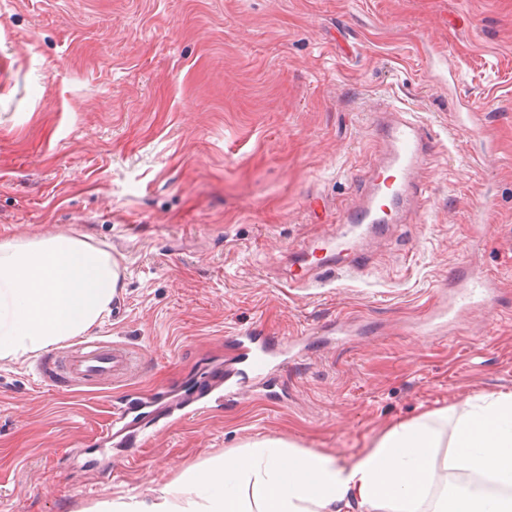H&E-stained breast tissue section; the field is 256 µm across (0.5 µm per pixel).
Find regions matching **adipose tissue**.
<instances>
[{
  "instance_id": "adipose-tissue-1",
  "label": "adipose tissue",
  "mask_w": 512,
  "mask_h": 512,
  "mask_svg": "<svg viewBox=\"0 0 512 512\" xmlns=\"http://www.w3.org/2000/svg\"><path fill=\"white\" fill-rule=\"evenodd\" d=\"M120 286L111 252L58 234L0 240V359L33 354L105 322ZM452 423L451 440L441 424ZM449 467L482 475L494 491L438 485V450ZM512 512V392L478 396L451 418L446 407L395 423L349 461L280 438L245 445L206 471L118 498L112 512Z\"/></svg>"
}]
</instances>
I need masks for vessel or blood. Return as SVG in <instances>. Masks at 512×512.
Listing matches in <instances>:
<instances>
[{"mask_svg":"<svg viewBox=\"0 0 512 512\" xmlns=\"http://www.w3.org/2000/svg\"><path fill=\"white\" fill-rule=\"evenodd\" d=\"M385 138V149L378 162L369 168L367 190L349 208L342 219L339 234L323 239L324 267L332 268L338 257H346L350 269H358L367 237L382 233L391 224H405L425 207L426 196L418 176L440 143L427 136L421 125L407 112L385 108L377 115ZM458 280L467 294H479L483 306H490V294L496 281L475 269L457 271ZM237 357L245 363L253 378L266 377L272 365L274 350L265 337L245 331L234 338ZM139 356L120 344L98 342L82 344L63 358L53 371L76 386L94 388L112 379L135 373Z\"/></svg>","mask_w":512,"mask_h":512,"instance_id":"obj_1","label":"vessel or blood"}]
</instances>
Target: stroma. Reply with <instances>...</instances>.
I'll use <instances>...</instances> for the list:
<instances>
[{
    "label": "stroma",
    "instance_id": "1",
    "mask_svg": "<svg viewBox=\"0 0 512 512\" xmlns=\"http://www.w3.org/2000/svg\"><path fill=\"white\" fill-rule=\"evenodd\" d=\"M0 59V240L110 250L123 286L87 338L141 359L73 392L37 373L71 343L0 360V512H102L262 437L348 460L512 392V0H0ZM380 107L442 144L427 210L360 270L284 287L360 195ZM465 264L496 279L492 310L412 334ZM244 330L302 348L228 402Z\"/></svg>",
    "mask_w": 512,
    "mask_h": 512
}]
</instances>
